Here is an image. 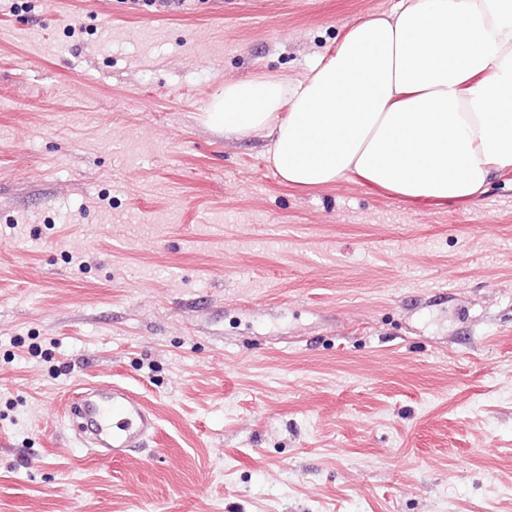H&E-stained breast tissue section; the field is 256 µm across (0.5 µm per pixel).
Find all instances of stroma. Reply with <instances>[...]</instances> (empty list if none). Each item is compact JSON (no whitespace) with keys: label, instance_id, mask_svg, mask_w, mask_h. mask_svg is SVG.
Here are the masks:
<instances>
[{"label":"stroma","instance_id":"stroma-1","mask_svg":"<svg viewBox=\"0 0 512 512\" xmlns=\"http://www.w3.org/2000/svg\"><path fill=\"white\" fill-rule=\"evenodd\" d=\"M0 0V512H512V179L295 190L224 84L396 0ZM160 418L97 458L68 395Z\"/></svg>","mask_w":512,"mask_h":512}]
</instances>
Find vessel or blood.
Masks as SVG:
<instances>
[{
    "instance_id": "obj_1",
    "label": "vessel or blood",
    "mask_w": 512,
    "mask_h": 512,
    "mask_svg": "<svg viewBox=\"0 0 512 512\" xmlns=\"http://www.w3.org/2000/svg\"><path fill=\"white\" fill-rule=\"evenodd\" d=\"M79 430L98 447L100 457L124 458L143 447L159 427L154 410L135 392L118 384L81 388L66 403Z\"/></svg>"
}]
</instances>
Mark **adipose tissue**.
Segmentation results:
<instances>
[{"instance_id": "1", "label": "adipose tissue", "mask_w": 512, "mask_h": 512, "mask_svg": "<svg viewBox=\"0 0 512 512\" xmlns=\"http://www.w3.org/2000/svg\"><path fill=\"white\" fill-rule=\"evenodd\" d=\"M205 119L264 134L300 190L347 177L409 202L476 203L512 171V0H399L303 79L225 85Z\"/></svg>"}]
</instances>
